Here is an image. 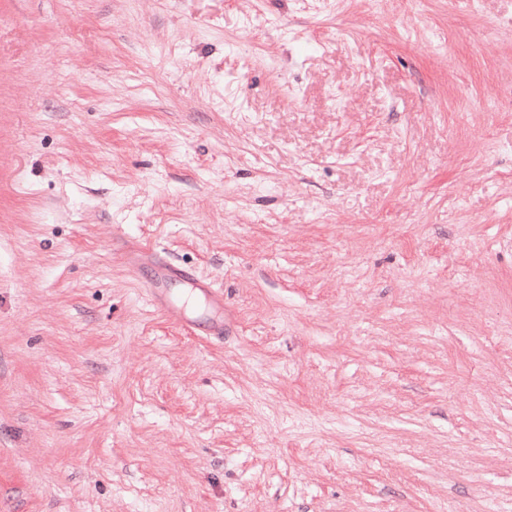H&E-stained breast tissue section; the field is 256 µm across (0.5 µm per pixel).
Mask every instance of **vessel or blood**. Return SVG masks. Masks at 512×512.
<instances>
[{"instance_id": "vessel-or-blood-1", "label": "vessel or blood", "mask_w": 512, "mask_h": 512, "mask_svg": "<svg viewBox=\"0 0 512 512\" xmlns=\"http://www.w3.org/2000/svg\"><path fill=\"white\" fill-rule=\"evenodd\" d=\"M119 247L127 259L130 270H139L143 264L148 262L157 263V276L149 293L155 307L168 320L177 324L184 321L183 315L165 293L167 285L176 280H193L195 287L203 292L210 303L219 308L223 307L224 292L214 281L192 278L190 272L186 269L165 261H159L154 248L145 243L133 241L129 237L120 238Z\"/></svg>"}]
</instances>
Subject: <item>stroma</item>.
Listing matches in <instances>:
<instances>
[{
    "label": "stroma",
    "instance_id": "obj_1",
    "mask_svg": "<svg viewBox=\"0 0 512 512\" xmlns=\"http://www.w3.org/2000/svg\"><path fill=\"white\" fill-rule=\"evenodd\" d=\"M0 512H512V0H0ZM118 243L127 259L129 269L133 272L139 270L145 263L155 261L159 263L157 276L152 287L149 288V294L152 297L155 307L168 320L182 326L184 325V316L178 311L165 293L167 285L176 280H193L195 288L200 289L210 303L221 310L224 309V291L219 288L213 280L196 278L184 268L161 261L154 248L149 247L143 242L132 241L126 235L119 240L116 237L112 238V247L114 249H116Z\"/></svg>",
    "mask_w": 512,
    "mask_h": 512
}]
</instances>
